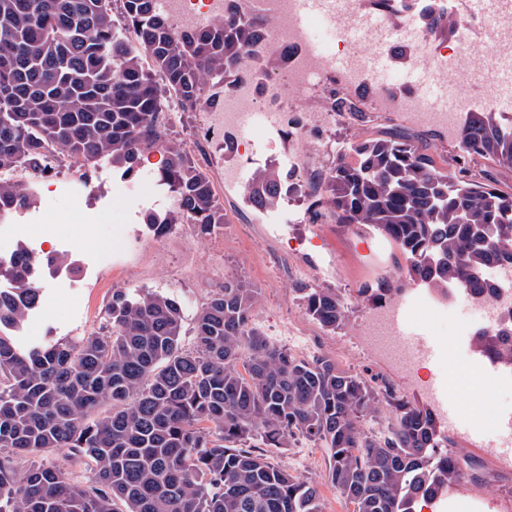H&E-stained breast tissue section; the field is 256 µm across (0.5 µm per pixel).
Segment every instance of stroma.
I'll return each instance as SVG.
<instances>
[{"instance_id": "1", "label": "stroma", "mask_w": 512, "mask_h": 512, "mask_svg": "<svg viewBox=\"0 0 512 512\" xmlns=\"http://www.w3.org/2000/svg\"><path fill=\"white\" fill-rule=\"evenodd\" d=\"M398 129L411 139L428 140L442 156H453L455 138L447 128L421 124L397 112L371 111L365 117H341L322 140L306 150L311 160H320L321 141L336 150L367 132ZM163 160L160 153L144 154L129 187L147 185L150 195L135 201L117 194L122 181L109 161L97 165L98 176L90 194L73 198L58 192V184L78 178L69 162H62L56 178L34 180V203L26 211L27 227L20 234L23 246L37 248L40 256L64 257V264L42 275V300L38 310L18 332L26 347L40 346L50 337L74 338L98 329L106 319L114 290L158 291L178 298L186 316L210 297L224 281L240 279L256 288L254 319L272 340L295 355L309 359L320 354L336 360L344 369L377 379L408 398L425 400L422 380H440L442 373L432 364L404 371L371 349L362 331L375 312L372 303L359 301L357 291L373 285L395 271V250L380 236L343 227L331 221L308 223L307 200L291 198L276 209L257 212L243 201L244 191L218 183L216 190L228 220L207 237L194 226L178 224L162 238H155L143 222L145 214L172 209L170 193L155 183ZM88 223L78 234L80 223ZM112 255L110 266H102L98 255ZM304 271L302 280L283 277L281 265ZM335 289L351 305L347 324L330 330L306 318L298 288ZM455 452L481 457L495 479L485 489L490 501L512 497V458L484 453L482 444L454 435ZM269 460L295 474L319 482L324 512H350L343 496L325 481L323 449L310 444L296 448H272Z\"/></svg>"}]
</instances>
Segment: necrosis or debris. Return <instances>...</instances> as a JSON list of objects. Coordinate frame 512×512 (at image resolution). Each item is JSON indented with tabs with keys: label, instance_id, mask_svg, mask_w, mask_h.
Segmentation results:
<instances>
[{
	"label": "necrosis or debris",
	"instance_id": "necrosis-or-debris-1",
	"mask_svg": "<svg viewBox=\"0 0 512 512\" xmlns=\"http://www.w3.org/2000/svg\"><path fill=\"white\" fill-rule=\"evenodd\" d=\"M395 0H317V16L336 36L337 49L329 51L311 43L297 21L302 0H165L163 12L173 21L192 26L223 16L229 5H237L247 16L262 20L263 40L277 48L278 65L270 79L248 75L235 77L224 93V104L209 114L213 127L238 131L232 159L224 166L223 180L238 182L242 159L251 142L243 138L242 107L268 113L275 129H286L290 140L315 138L318 129L334 123L335 112L304 108L285 118L279 105V87L299 90L317 85L324 89L337 80L356 88L369 86L373 97L385 109L407 112L458 131L472 109L469 89L479 86L483 109L498 115L512 128V0H451L458 19L450 41L433 43L409 11L394 10ZM407 52L413 67L431 68L439 84L450 85L456 103L449 108L430 104L420 91L395 92L392 85L377 80L371 58L376 48ZM491 293L453 292L451 299L430 294L420 298L417 309L428 314L433 326L448 320V304L465 306L475 317L467 340L479 334L499 331L502 318L512 311V262H502L487 270Z\"/></svg>",
	"mask_w": 512,
	"mask_h": 512
}]
</instances>
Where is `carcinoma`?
I'll return each mask as SVG.
<instances>
[{"label":"carcinoma","mask_w":512,"mask_h":512,"mask_svg":"<svg viewBox=\"0 0 512 512\" xmlns=\"http://www.w3.org/2000/svg\"><path fill=\"white\" fill-rule=\"evenodd\" d=\"M408 7L430 35L453 34L454 20L425 0ZM263 24L233 7L176 30L155 0H0V172L45 178L60 167L54 151L84 169L108 160L128 176L158 151L157 177L176 208L144 223L158 234L191 224L210 235L226 223L224 205L159 119L201 111L214 86L276 56L260 42ZM326 104L363 112L340 89ZM453 162L401 133L364 137L318 186L257 169L245 195L257 211L311 197L312 223L329 216L387 240L402 262L372 299L416 283L481 292L489 266L512 259V192L485 167L512 168V131L490 112L470 113ZM31 202L27 182L0 178V218ZM64 263L20 247L16 265L0 266L17 283L0 290V512H323L318 484L260 451L299 441L324 449L326 482L352 512H417L463 480L492 482L469 455L442 453L452 440L429 405L272 341L253 320L256 290L238 279L197 308L189 330L176 298L115 290L98 330L18 346L9 331L37 308L42 269ZM299 293L309 319L346 323L350 306L335 289ZM509 330L512 315L477 348L511 367L512 348H501ZM61 453L89 475L50 462Z\"/></svg>","instance_id":"1"}]
</instances>
